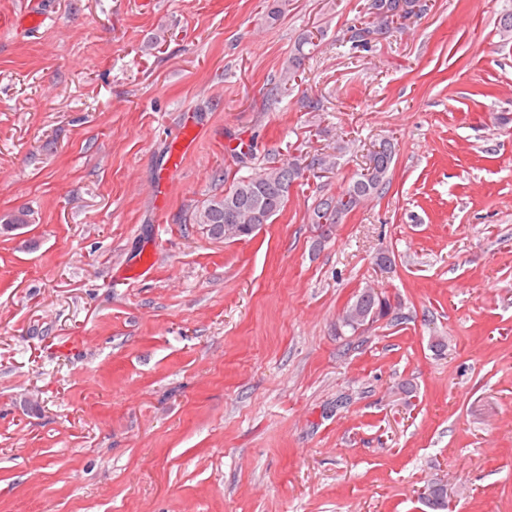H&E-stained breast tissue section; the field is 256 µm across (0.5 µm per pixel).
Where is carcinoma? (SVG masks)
I'll return each instance as SVG.
<instances>
[{
    "instance_id": "1",
    "label": "carcinoma",
    "mask_w": 512,
    "mask_h": 512,
    "mask_svg": "<svg viewBox=\"0 0 512 512\" xmlns=\"http://www.w3.org/2000/svg\"><path fill=\"white\" fill-rule=\"evenodd\" d=\"M418 0H369L366 15L370 20L352 30L353 42L366 46L369 35L381 33L389 28L394 18H406L414 13ZM314 34L303 35L291 49L288 56V73L294 75L315 50ZM394 157V144L383 139L373 145L369 152L365 171L357 174L341 193L321 198L309 215L312 224H338L348 213L354 211L366 200L382 193L387 182ZM307 167L304 160L293 159L288 164L273 168L263 174L242 177L224 191L221 196L208 199L196 214V222L208 227L216 238L224 237V225L239 224L238 238L252 235L261 225L271 223L288 202L294 182L303 177ZM30 224V214L25 210L14 212L0 220V230L7 233L25 228ZM383 294L366 289L356 295L354 302L346 309L349 316L357 310L372 313L381 306ZM425 505L430 512H447L448 492L438 487Z\"/></svg>"
}]
</instances>
